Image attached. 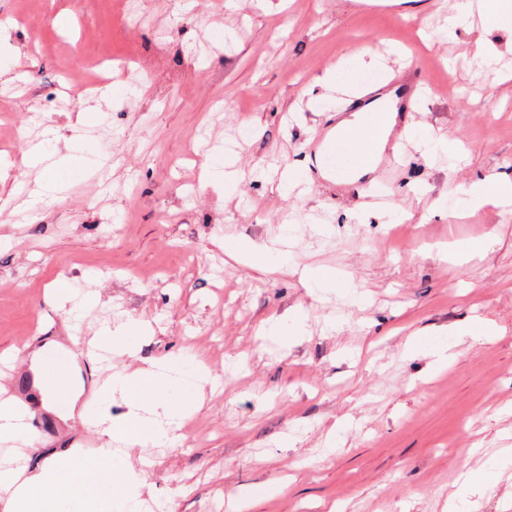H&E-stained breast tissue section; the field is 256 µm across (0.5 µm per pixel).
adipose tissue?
<instances>
[{
  "mask_svg": "<svg viewBox=\"0 0 512 512\" xmlns=\"http://www.w3.org/2000/svg\"><path fill=\"white\" fill-rule=\"evenodd\" d=\"M395 124L394 114L375 118L367 107L341 118L335 127L351 145L350 161L357 175L366 176L376 169ZM452 195H463L466 206L492 204L512 208V180L508 178L470 184L452 182ZM145 327L139 322L112 326L102 322L97 341L84 351L94 359L97 348L121 356H134ZM203 355L186 350L172 358L154 361L151 368L133 373H119L102 386V398L94 415L86 422L102 441L96 457L79 462L58 455L47 458L31 474L14 469L8 458L0 459V493L7 497L8 512H59L63 501L77 503L76 512H147L138 491L141 476L129 468L121 456L111 450L120 443L127 448L175 445L180 439L181 422L193 403L190 385L209 378ZM120 393L128 410L112 413V395ZM111 482V496H101L102 482Z\"/></svg>",
  "mask_w": 512,
  "mask_h": 512,
  "instance_id": "1",
  "label": "adipose tissue"
}]
</instances>
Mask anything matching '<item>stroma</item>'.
<instances>
[{
  "label": "stroma",
  "mask_w": 512,
  "mask_h": 512,
  "mask_svg": "<svg viewBox=\"0 0 512 512\" xmlns=\"http://www.w3.org/2000/svg\"><path fill=\"white\" fill-rule=\"evenodd\" d=\"M449 0H0V379L30 378L48 341L71 344L72 316L47 304L54 280L96 297L80 320L149 323L136 357L93 366L80 405L95 410L101 375L131 372L190 346L218 381L201 382L195 439L133 448L142 499L161 512H448L461 476L512 448V218L463 211L449 179L512 178V55H479L481 27L448 31ZM380 68L361 84L417 81L429 95L391 139V202L414 200L410 223L370 209V181L312 177L284 191L278 173L309 167L308 145L346 103L309 106L331 64L349 70L365 45ZM134 57L107 93L74 98L64 74L91 80L103 55ZM454 135L428 159L418 136ZM75 161L58 192L26 162L35 145ZM232 149L239 190L203 185L207 154ZM459 218H451V211ZM287 236L295 267L269 271L226 253ZM491 239L465 258L458 243ZM336 273L317 299L301 267ZM497 337L457 338L437 367L411 349L472 318ZM70 400L37 416L39 440L0 456L40 467L53 451L88 450Z\"/></svg>",
  "instance_id": "1"
}]
</instances>
